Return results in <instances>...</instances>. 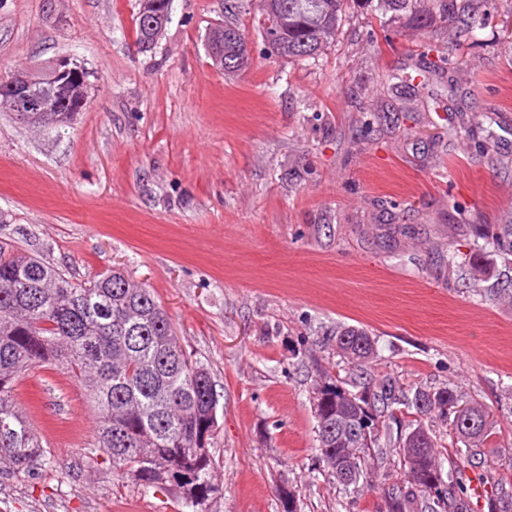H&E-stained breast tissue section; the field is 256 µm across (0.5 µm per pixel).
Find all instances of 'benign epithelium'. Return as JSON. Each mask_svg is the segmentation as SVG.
I'll use <instances>...</instances> for the list:
<instances>
[{
	"label": "benign epithelium",
	"instance_id": "benign-epithelium-1",
	"mask_svg": "<svg viewBox=\"0 0 512 512\" xmlns=\"http://www.w3.org/2000/svg\"><path fill=\"white\" fill-rule=\"evenodd\" d=\"M169 0H140V11L152 22L151 42L159 39L169 13ZM89 72L63 57L44 71L17 70L0 82V110L36 116L46 112H74L87 103Z\"/></svg>",
	"mask_w": 512,
	"mask_h": 512
}]
</instances>
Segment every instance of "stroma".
Instances as JSON below:
<instances>
[{
	"instance_id": "stroma-1",
	"label": "stroma",
	"mask_w": 512,
	"mask_h": 512,
	"mask_svg": "<svg viewBox=\"0 0 512 512\" xmlns=\"http://www.w3.org/2000/svg\"><path fill=\"white\" fill-rule=\"evenodd\" d=\"M258 8L173 0L144 51L139 0H0V79L66 56L91 84L62 133L0 112V242L155 292L218 394L209 512H283L282 485L298 512H386L393 484L376 472L347 493L319 471L312 387L338 373L340 326L375 337L373 379L444 384L488 408L495 433L461 477L511 500L512 270L489 257L491 301L461 261L475 225L512 221V16L474 47L349 0L331 45L288 60L267 57ZM224 22L252 56L230 76L205 44ZM14 394L48 455L0 475V512H191L174 488L113 474L70 373L29 369Z\"/></svg>"
}]
</instances>
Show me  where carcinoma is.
<instances>
[{"label": "carcinoma", "instance_id": "cac0c4a2", "mask_svg": "<svg viewBox=\"0 0 512 512\" xmlns=\"http://www.w3.org/2000/svg\"><path fill=\"white\" fill-rule=\"evenodd\" d=\"M455 33L475 38L487 16L437 0ZM347 0H261L260 14L279 20L270 33L257 26L270 54L307 58L337 36ZM224 29L227 73L248 64L245 35ZM484 249L512 263V224L491 235L478 231ZM349 373L368 375L376 340L357 327L334 337ZM54 364L76 377L95 412L93 447L112 470L144 487L173 486L193 512H207L214 483L209 440L218 426V394L209 372L182 348L154 293L112 270L73 282L44 259L0 246V469L29 472L45 450L14 384L31 367ZM315 448L336 485L359 488L364 469L396 480L388 512H416L424 498L431 512H468L467 487L444 483L433 424L448 427L462 472L466 448L488 443L493 422L486 407L442 386L406 388L394 377L353 392L345 382L314 384Z\"/></svg>", "mask_w": 512, "mask_h": 512}]
</instances>
